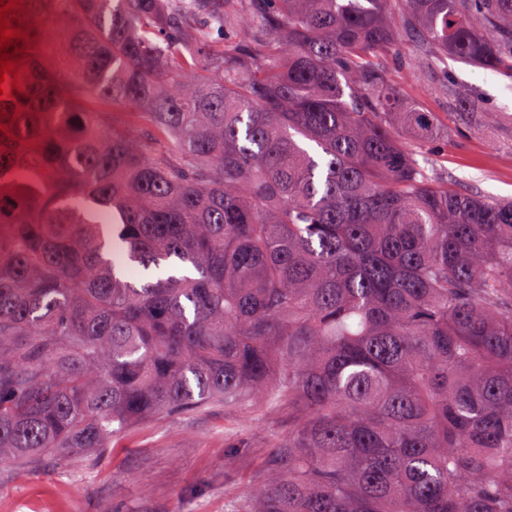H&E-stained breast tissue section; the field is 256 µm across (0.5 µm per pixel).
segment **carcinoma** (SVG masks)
<instances>
[{"mask_svg": "<svg viewBox=\"0 0 512 512\" xmlns=\"http://www.w3.org/2000/svg\"><path fill=\"white\" fill-rule=\"evenodd\" d=\"M6 18L0 464L264 400L288 434L240 512H512V201L427 174L438 120L381 61L415 40L512 78V0ZM113 119L115 123L125 126L137 139L146 140L151 135L150 129L136 114L115 112Z\"/></svg>", "mask_w": 512, "mask_h": 512, "instance_id": "1", "label": "carcinoma"}]
</instances>
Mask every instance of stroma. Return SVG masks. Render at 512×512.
I'll return each instance as SVG.
<instances>
[{
	"label": "stroma",
	"instance_id": "1",
	"mask_svg": "<svg viewBox=\"0 0 512 512\" xmlns=\"http://www.w3.org/2000/svg\"><path fill=\"white\" fill-rule=\"evenodd\" d=\"M418 54L406 43L391 71L408 100L449 130L415 144L418 160H432L458 189L512 198V79L455 61L440 72L409 68ZM287 431V409L263 403L160 415L93 457L0 465V512H235L271 453L270 434Z\"/></svg>",
	"mask_w": 512,
	"mask_h": 512
}]
</instances>
